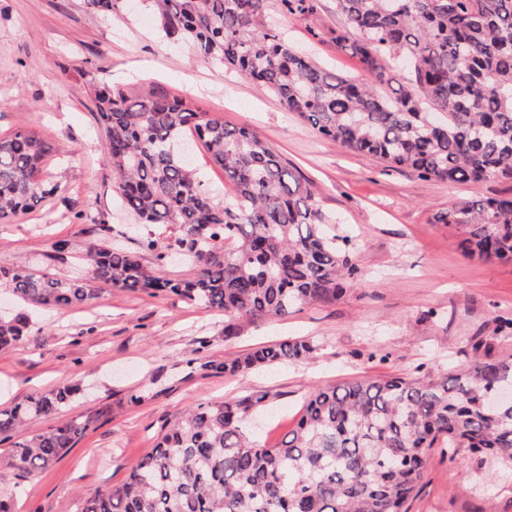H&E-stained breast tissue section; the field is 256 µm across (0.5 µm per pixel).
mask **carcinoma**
Listing matches in <instances>:
<instances>
[{
	"instance_id": "carcinoma-1",
	"label": "carcinoma",
	"mask_w": 512,
	"mask_h": 512,
	"mask_svg": "<svg viewBox=\"0 0 512 512\" xmlns=\"http://www.w3.org/2000/svg\"><path fill=\"white\" fill-rule=\"evenodd\" d=\"M127 0H88L116 14ZM312 21L319 0H142L166 36L267 88L322 137L423 180L512 179V0H336L345 27L331 41L360 63L358 81L327 69L270 22L271 6ZM359 34L350 39L347 30ZM95 118L121 205L141 224L176 236L158 250L192 268L169 278L106 243L88 254L94 282L25 266L3 272L20 299L45 310L88 305L107 288L175 294L224 313V339L240 321L283 318L340 299L362 276L351 237L314 201L278 150L246 127L224 124L157 86H94ZM192 134L224 171V199L207 189L181 149ZM49 144L33 129L0 137V223L58 192L44 175ZM461 235L464 256L512 262V196L468 197L433 215ZM24 317H0V348L18 342ZM305 340L258 346L232 360H182L190 372L244 373L295 363ZM512 355L476 357L436 379L357 378L314 388L300 419L274 446L247 422L267 394L190 406L127 478L81 512H409L432 448L465 452L512 473ZM79 394L63 385L0 409V442L27 478L52 467L94 427L96 415L21 441L17 430L58 414Z\"/></svg>"
}]
</instances>
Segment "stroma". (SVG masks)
I'll list each match as a JSON object with an SVG mask.
<instances>
[{
    "instance_id": "1",
    "label": "stroma",
    "mask_w": 512,
    "mask_h": 512,
    "mask_svg": "<svg viewBox=\"0 0 512 512\" xmlns=\"http://www.w3.org/2000/svg\"><path fill=\"white\" fill-rule=\"evenodd\" d=\"M275 19L321 64L362 78L355 58L330 41L312 42L304 22L281 13ZM100 82L134 89L152 83L193 99L226 125L259 133L308 180L319 207L351 233L364 276L336 302L243 322L229 341L222 313L174 295L107 289L89 306L46 311L0 282V315L28 322L23 341L0 351V409L76 384L81 392L64 417L104 412L75 448L25 480L11 465L10 443H0V490L22 485L12 512H81L91 496L121 483L178 413L197 402L270 394L252 430L274 444L317 386L417 372L436 377L465 366L480 341L490 343L492 355H512V337H500L496 322L512 316V263L465 258L454 228L432 221L462 197L511 196L512 180L426 181L321 139L271 92L192 59L146 8L106 17L87 0H0V136L19 128L38 132L53 148L45 174L58 186L34 210L0 223V270L27 266L88 278L89 251L110 240L155 265V252L140 243L150 235L166 244L170 232L139 224L112 192L107 142L93 116L92 88ZM80 210L91 221L75 219ZM59 241L65 251L55 250ZM294 339L317 348L288 366L224 376L189 375L182 364L197 347L224 359ZM139 391L145 399L128 404V394ZM411 512H512V477L467 455L449 463L433 449Z\"/></svg>"
}]
</instances>
